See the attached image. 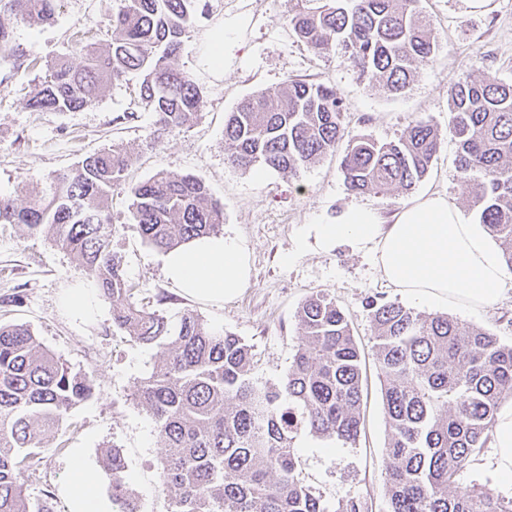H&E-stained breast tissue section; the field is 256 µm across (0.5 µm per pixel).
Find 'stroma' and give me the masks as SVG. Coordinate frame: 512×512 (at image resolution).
<instances>
[{
  "label": "stroma",
  "mask_w": 512,
  "mask_h": 512,
  "mask_svg": "<svg viewBox=\"0 0 512 512\" xmlns=\"http://www.w3.org/2000/svg\"><path fill=\"white\" fill-rule=\"evenodd\" d=\"M208 12L184 37L179 68L202 89L203 103L190 128L157 131L152 113L135 110L139 79L130 75L108 84L102 96L77 112H36L28 99L40 88L49 66L72 55L71 39L82 30L88 40L110 35L96 24L119 11L122 0H59L54 20L31 27L10 22L20 60L0 58V195L24 198L32 179L74 168L85 156L119 143L134 163L125 184L112 191V246L123 257V272L136 289L138 304L178 318L196 311L209 324L243 338L252 349L256 378L279 382L299 344L296 315L312 294L336 301L348 316L367 377L364 423L355 445L330 443L309 434L295 441L302 472L315 494L335 502L356 498L368 512H387L383 460L388 428L382 405L368 302L403 303L378 271L372 251L343 246L319 252L304 240L306 225L332 221L354 206L388 217L404 204L440 193L462 219L476 223L457 165L449 91L459 78L496 73L512 82V0H421L434 21L438 49L433 62L419 66L414 82L394 94L360 77L342 51L313 56L286 23L289 0H207ZM236 58L223 77L203 65L210 34L228 21ZM290 78H313L335 87L350 135L378 141L400 137L418 116L441 133L440 151L427 175L408 190L354 193L340 170L346 142L322 161L283 173L244 171L224 155V121L244 96L277 92ZM201 179L224 206V231L244 240L252 277L235 298L221 303L184 296L167 279L162 251L140 240L128 226L130 189L156 171ZM86 288L92 314L73 312L67 298ZM449 316L512 343V292L493 307L472 312L448 307ZM0 321L26 324L42 344L77 372L89 374L94 393L75 407L63 427L41 450V464L27 479L31 496L52 493L56 512H67L59 489L72 475L71 452L86 449L99 464L107 448L126 458L128 483L142 512H168L159 483L162 449L151 415L135 390L158 363V347L125 335L112 324L104 300L71 254L42 235L14 224H0Z\"/></svg>",
  "instance_id": "stroma-1"
}]
</instances>
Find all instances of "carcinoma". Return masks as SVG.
Listing matches in <instances>:
<instances>
[{"label": "carcinoma", "mask_w": 512, "mask_h": 512, "mask_svg": "<svg viewBox=\"0 0 512 512\" xmlns=\"http://www.w3.org/2000/svg\"><path fill=\"white\" fill-rule=\"evenodd\" d=\"M58 0H6L4 10L33 27L53 19ZM201 0H124L109 19L112 40L76 44L78 62L51 67L29 100L34 110L75 112L103 88L140 76L138 107L165 130L196 118L202 92L178 68L182 37ZM420 0H300L288 28L314 55L341 46L360 76L404 91L436 51L433 21ZM0 56L15 57L0 20ZM457 168L479 223L512 270V84L487 72L450 90ZM344 104L336 89L291 78L275 94L244 97L224 123L225 158L244 171L294 172L334 152ZM441 145L436 126L412 120L396 140H349L340 162L356 193L409 190ZM133 155L114 144L79 166L37 179L21 201L0 197V224L44 234L73 254L112 302L113 324L161 349L135 397L154 419L163 456L160 482L170 512H368L349 498L331 503L305 483L295 441L302 433L354 444L361 434V352L346 313L323 294L297 314L299 345L277 384L256 380L244 340L187 310L176 324L130 301L134 288L112 249L109 201ZM130 228L167 252L223 231L224 207L204 182L164 170L131 188ZM388 426V512H512V498L456 476L485 447L501 404L512 399V345L446 313L421 314L398 303H367ZM93 395V382L44 348L25 324L0 323V512H55L34 498L26 478L67 413ZM101 477L115 512H141L121 450L104 452Z\"/></svg>", "instance_id": "cac0c4a2"}]
</instances>
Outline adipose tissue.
Here are the masks:
<instances>
[{"instance_id":"ef3b65f1","label":"adipose tissue","mask_w":512,"mask_h":512,"mask_svg":"<svg viewBox=\"0 0 512 512\" xmlns=\"http://www.w3.org/2000/svg\"><path fill=\"white\" fill-rule=\"evenodd\" d=\"M306 235L323 252L344 245L355 251L374 248L382 278L419 305L479 311L512 289V270L483 225L463 222L456 207L436 192L403 205L388 219L353 207L336 222L308 225ZM164 269L189 297L219 303L248 284L249 249L235 236L203 237L168 251ZM491 438L495 475L512 488L511 400L498 410ZM72 465L73 475L61 487L68 512H113L84 449H73Z\"/></svg>"}]
</instances>
